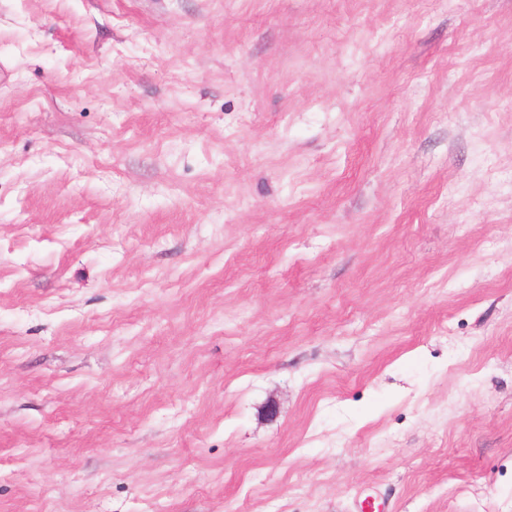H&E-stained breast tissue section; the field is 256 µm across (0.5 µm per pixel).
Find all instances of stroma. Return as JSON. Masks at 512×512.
<instances>
[{"instance_id": "1", "label": "stroma", "mask_w": 512, "mask_h": 512, "mask_svg": "<svg viewBox=\"0 0 512 512\" xmlns=\"http://www.w3.org/2000/svg\"><path fill=\"white\" fill-rule=\"evenodd\" d=\"M512 512V0H0V512Z\"/></svg>"}]
</instances>
